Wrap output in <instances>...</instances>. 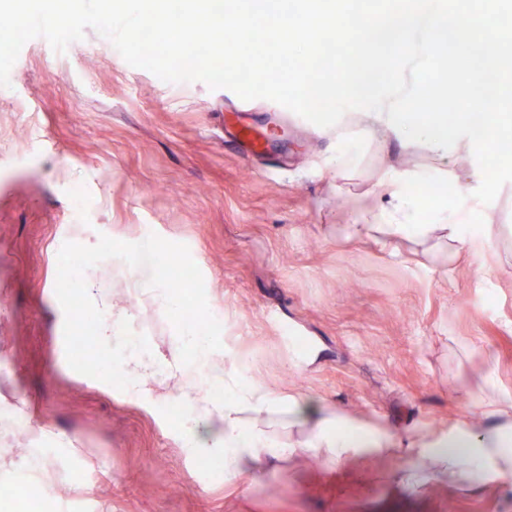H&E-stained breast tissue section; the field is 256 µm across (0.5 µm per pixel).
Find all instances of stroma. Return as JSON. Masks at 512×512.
I'll return each mask as SVG.
<instances>
[{
  "mask_svg": "<svg viewBox=\"0 0 512 512\" xmlns=\"http://www.w3.org/2000/svg\"><path fill=\"white\" fill-rule=\"evenodd\" d=\"M345 140L356 147L338 169ZM487 154L451 156L458 193L412 204L422 223L465 213L469 246L439 265L413 239L390 250L336 231L386 205L383 173L441 178L423 149L163 81L91 28L62 52L27 42L0 87V448L17 462L40 449L51 466L29 512H512V479L392 482L399 451L339 468L312 454L258 461L226 483L182 455L169 409L67 370L55 293L65 242H129L153 225L188 247L211 314L234 330L228 358L269 389L404 439L444 435L512 394V165L474 178ZM130 305L126 335L167 356L178 336L164 310Z\"/></svg>",
  "mask_w": 512,
  "mask_h": 512,
  "instance_id": "35a3bbf8",
  "label": "stroma"
}]
</instances>
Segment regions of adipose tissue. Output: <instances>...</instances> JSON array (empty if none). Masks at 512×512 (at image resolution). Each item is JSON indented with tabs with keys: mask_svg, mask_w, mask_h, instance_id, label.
<instances>
[{
	"mask_svg": "<svg viewBox=\"0 0 512 512\" xmlns=\"http://www.w3.org/2000/svg\"><path fill=\"white\" fill-rule=\"evenodd\" d=\"M360 28L382 29L384 38L372 51L384 63L385 74L367 76L357 69L340 79H332L319 88L321 96L333 106L345 108V120L356 127L360 138L384 132L404 147H420L439 160L449 153L472 150L485 145L487 136L498 123L489 112H463L457 118L433 113L421 120L411 105L434 98L437 90L429 85L406 82L408 65L427 60L434 42L451 50H468L473 34L495 26L494 15L474 17L464 11H452L447 0H405L403 8L358 15ZM414 42L410 58L401 57L396 48ZM427 172L403 171L388 174L383 182L391 201L389 209L378 216L349 224L351 237L381 234L391 240L408 235L421 239L438 237L466 247L467 231L451 217L437 224H418L412 219L409 198L412 187L426 182ZM102 320L98 342L111 349L112 364L132 376L131 393L147 405L163 399V388L172 386L183 409L176 431L187 458H205L216 462L224 479L235 482L246 476L258 458L280 462L307 452L323 455L331 464L342 465L351 455L374 452L395 445L396 438L384 431L352 427L324 403L301 395H281L252 380L245 365L229 362L223 347L212 340L195 345V357L201 367L187 369L185 347L175 346L163 364L132 350L124 334L129 316L126 307L99 300L96 304ZM483 426H463L442 437L419 435L408 440V463L397 474L400 484L416 486L430 479L448 483L475 481L491 475L512 476V395H500L486 402ZM299 427L302 440L291 441L282 435L283 427ZM471 461L469 470L459 467L461 457Z\"/></svg>",
	"mask_w": 512,
	"mask_h": 512,
	"instance_id": "ef3b65f1",
	"label": "adipose tissue"
}]
</instances>
